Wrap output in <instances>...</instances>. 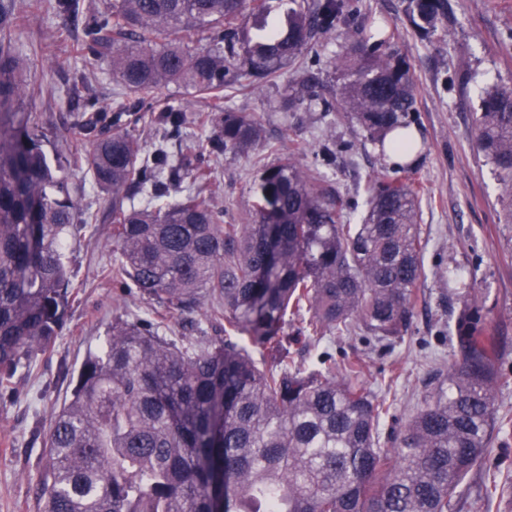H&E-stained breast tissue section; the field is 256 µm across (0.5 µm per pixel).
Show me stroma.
Listing matches in <instances>:
<instances>
[{"label":"stroma","instance_id":"1","mask_svg":"<svg viewBox=\"0 0 512 512\" xmlns=\"http://www.w3.org/2000/svg\"><path fill=\"white\" fill-rule=\"evenodd\" d=\"M361 3L359 25L374 38H390L410 63L416 83L413 117L423 145L414 178L422 187L417 222L426 240L427 278L419 287L403 341L392 350L379 351L355 336L337 344L336 353L365 358L369 388L387 393L392 404L385 428L399 431L421 407L424 382L432 370L448 367L458 298L475 291L502 350L497 408L507 423L482 471L470 477L458 512H512V493L489 502L482 491L486 472L501 480L512 478V224L498 221L499 185L475 138L482 89L512 86V40L506 37L512 29V0H448L447 20L426 36L412 25L403 0ZM80 38L64 16L32 8L13 40L24 60L23 78L43 89L40 96L27 100L25 110L32 124L46 133L43 148L51 156L82 153L85 142L73 123L88 98L109 108L126 95L109 61L89 60L78 53ZM347 44L345 35H320L304 53L327 88L340 89L347 79L346 69L337 64ZM293 71V65H286L282 81L224 100L225 108L257 115L264 135L249 154H222L212 161L213 181L207 195L222 211L225 223H251L260 167L277 161L272 145L293 153L303 169H321L333 189L360 204L366 200L370 179L391 167L379 144L355 122L303 104L286 106L283 81ZM189 99L184 88L168 86L153 99L152 111L131 122L129 129L143 152L162 145L178 159L196 141L215 134L214 125H198L191 112L176 134L166 133L156 123L155 109ZM326 141L336 144L339 155L335 165L322 169L316 152ZM63 177L78 218L89 221L86 235L65 251L80 290L48 352L19 371L10 389L0 388V512H41L37 488L53 417L70 397L71 376L77 375L87 353L110 335L113 316L164 317L165 336L217 333L201 311L168 310L136 289L113 287L108 272L118 251L106 234L112 197L97 189L84 166H66Z\"/></svg>","mask_w":512,"mask_h":512}]
</instances>
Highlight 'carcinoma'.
<instances>
[{
  "instance_id": "1",
  "label": "carcinoma",
  "mask_w": 512,
  "mask_h": 512,
  "mask_svg": "<svg viewBox=\"0 0 512 512\" xmlns=\"http://www.w3.org/2000/svg\"><path fill=\"white\" fill-rule=\"evenodd\" d=\"M276 29L270 0H113L90 12L55 0L81 28L80 53L108 57L130 93L108 112L91 100L75 127L82 160L112 195L110 236L120 259L112 283L181 311L204 309L222 336L175 339L155 318L112 321V336L85 357L46 440L38 488L42 512H453L457 489L494 444L499 342L474 295L462 300L451 364L422 408L396 434L391 404L362 380L365 361L333 347L359 331L392 344L409 330L426 279V241L417 224L419 185L384 174L368 186L366 211L293 156L264 169L252 224H225L204 189L207 156L244 154L262 137L259 118L224 110L226 91H244L299 63L286 100L317 97L302 52L338 25L348 29L344 65L352 79L340 106L372 139L408 156L421 143L410 64L388 39L363 34L356 0H287ZM422 34L445 14L444 0H406ZM21 13L0 0V386L45 351L74 295L66 245L87 224L51 164L46 135L30 126L25 100L40 89L22 80L13 48ZM201 34L190 50L186 36ZM171 84L213 101L221 136L190 148L193 187L170 189L167 151H141L124 129L148 97ZM188 105L158 121L178 128ZM476 144L499 182L500 219L512 224V87L481 94ZM312 343L315 361L299 358ZM258 351L271 363L261 364Z\"/></svg>"
}]
</instances>
